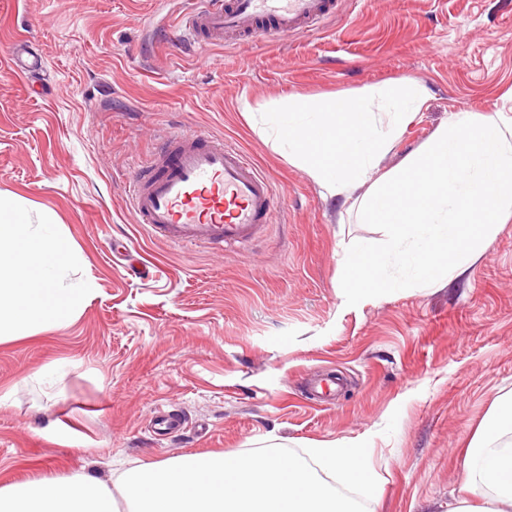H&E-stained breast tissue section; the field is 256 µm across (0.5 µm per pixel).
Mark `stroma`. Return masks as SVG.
<instances>
[{"label": "stroma", "instance_id": "35a3bbf8", "mask_svg": "<svg viewBox=\"0 0 512 512\" xmlns=\"http://www.w3.org/2000/svg\"><path fill=\"white\" fill-rule=\"evenodd\" d=\"M182 9L0 0V196L60 224L70 280L94 288L75 317L0 344V485L365 440L381 512H448L462 448L512 394V223L444 288L344 298L339 244L378 226L324 199L244 109L416 80L429 99L383 160L393 168L451 110L512 115V0H340L316 32L200 47L161 32ZM22 37L47 61L33 86L9 67ZM196 129L245 151L280 192L239 250L171 245L127 211L134 164ZM53 361L67 374L51 388L37 374ZM329 373L342 386L313 399Z\"/></svg>", "mask_w": 512, "mask_h": 512}]
</instances>
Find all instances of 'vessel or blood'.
<instances>
[{
    "mask_svg": "<svg viewBox=\"0 0 512 512\" xmlns=\"http://www.w3.org/2000/svg\"><path fill=\"white\" fill-rule=\"evenodd\" d=\"M335 0H191L178 22L210 36L282 37L315 31ZM15 73L37 77L41 55L18 45ZM155 171L133 175L126 201L134 223L173 245L235 249L254 239L272 212L275 183L241 150L205 133L168 137Z\"/></svg>",
    "mask_w": 512,
    "mask_h": 512,
    "instance_id": "b4317fda",
    "label": "vessel or blood"
}]
</instances>
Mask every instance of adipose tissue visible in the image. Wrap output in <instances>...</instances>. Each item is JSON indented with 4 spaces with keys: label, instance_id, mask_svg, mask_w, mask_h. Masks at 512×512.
Wrapping results in <instances>:
<instances>
[{
    "label": "adipose tissue",
    "instance_id": "ef3b65f1",
    "mask_svg": "<svg viewBox=\"0 0 512 512\" xmlns=\"http://www.w3.org/2000/svg\"><path fill=\"white\" fill-rule=\"evenodd\" d=\"M424 86L390 80L336 94L291 95L251 109V126L329 197L342 198L377 239L342 246L345 295L436 288L462 277L512 221V116L449 112L430 138L385 170L381 162L422 112ZM59 225L33 224L0 197V343L78 314L88 288L68 282ZM450 512H512V396L477 428Z\"/></svg>",
    "mask_w": 512,
    "mask_h": 512
}]
</instances>
